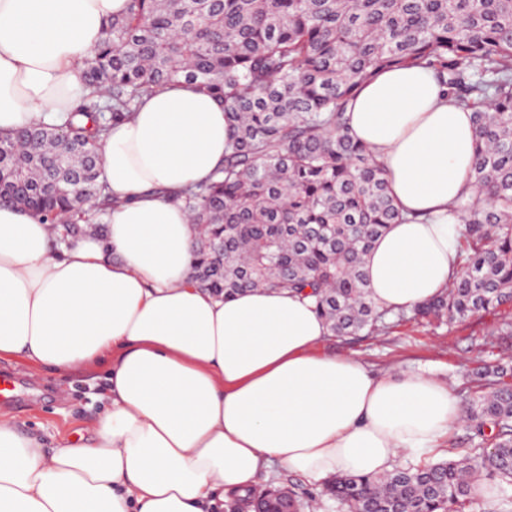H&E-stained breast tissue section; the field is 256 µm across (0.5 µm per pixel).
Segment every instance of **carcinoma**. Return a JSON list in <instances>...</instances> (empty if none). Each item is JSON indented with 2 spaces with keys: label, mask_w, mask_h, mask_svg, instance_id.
<instances>
[{
  "label": "carcinoma",
  "mask_w": 512,
  "mask_h": 512,
  "mask_svg": "<svg viewBox=\"0 0 512 512\" xmlns=\"http://www.w3.org/2000/svg\"><path fill=\"white\" fill-rule=\"evenodd\" d=\"M429 70L473 113L472 192L461 221L459 274L429 302L395 313L370 296L363 256L403 222L382 165L349 133L346 109L375 72ZM86 93L60 125L0 140V202L41 218L58 241L92 229L115 201L98 142L141 99L184 79L215 98L234 129L215 175L180 200L197 235L192 281L218 299L247 288L315 304L338 336L396 322L463 323L512 302V0H127L84 63ZM472 432L450 458L380 474H339L320 495L351 512H467L474 487L512 485V367L465 373ZM288 493L269 485L259 507Z\"/></svg>",
  "instance_id": "cac0c4a2"
}]
</instances>
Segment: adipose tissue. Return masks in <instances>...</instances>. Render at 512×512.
<instances>
[{
	"label": "adipose tissue",
	"mask_w": 512,
	"mask_h": 512,
	"mask_svg": "<svg viewBox=\"0 0 512 512\" xmlns=\"http://www.w3.org/2000/svg\"><path fill=\"white\" fill-rule=\"evenodd\" d=\"M127 0H0V135L62 124L83 63ZM346 115L383 164L406 221L364 257L371 297L425 303L458 271L448 207L470 187L473 115L424 69L364 81ZM223 107L181 82L144 97L99 144L116 204L105 236L59 245L0 204V359L61 374L103 367L89 436L46 449L0 418V512H208L277 462L308 480L377 474L434 453L463 420L448 385L324 354L311 302L262 290L224 301L190 280L195 236L178 195L223 163Z\"/></svg>",
	"instance_id": "adipose-tissue-1"
}]
</instances>
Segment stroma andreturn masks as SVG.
Masks as SVG:
<instances>
[{
    "label": "stroma",
    "mask_w": 512,
    "mask_h": 512,
    "mask_svg": "<svg viewBox=\"0 0 512 512\" xmlns=\"http://www.w3.org/2000/svg\"><path fill=\"white\" fill-rule=\"evenodd\" d=\"M512 322V304L464 323L406 322L373 336H329L323 353L347 352L375 371L427 373L464 395L470 383L462 368L489 369L512 360V336L499 328ZM14 385L13 397L0 403V415L41 435L46 447L88 430L100 405L95 399L98 369L48 375L21 359H1L0 375Z\"/></svg>",
    "instance_id": "obj_1"
}]
</instances>
